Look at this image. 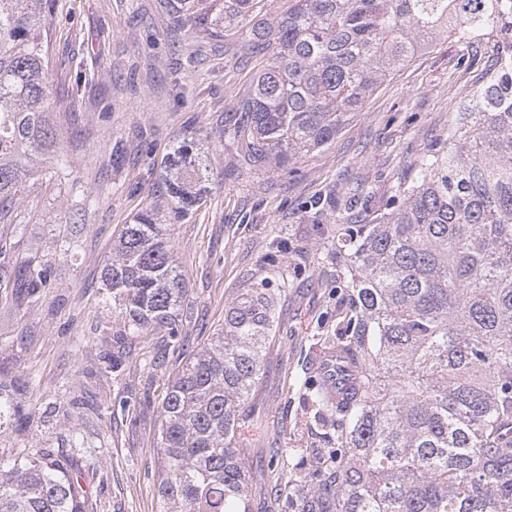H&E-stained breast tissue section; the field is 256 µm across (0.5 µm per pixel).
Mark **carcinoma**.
Listing matches in <instances>:
<instances>
[{
    "instance_id": "1",
    "label": "carcinoma",
    "mask_w": 512,
    "mask_h": 512,
    "mask_svg": "<svg viewBox=\"0 0 512 512\" xmlns=\"http://www.w3.org/2000/svg\"><path fill=\"white\" fill-rule=\"evenodd\" d=\"M53 0H0V220L35 154L52 144L43 20ZM197 0L157 8L213 35L249 26L251 49L270 51L230 122L255 166L280 168L336 136L373 91L417 52L452 37L488 66L448 140L398 187L393 209L336 225L334 339L345 385L318 371L309 400L334 448L288 496L294 512H512V0H293L270 14L257 0ZM209 169L195 139L172 149L151 206L122 225L100 270L122 329L90 369L119 371L128 338L179 337L187 289L162 219L198 209ZM50 286L37 255L17 262L0 234V290L38 304ZM276 321L266 288H249L224 314V332L199 350L178 343L182 368L160 407V512H254L241 430ZM31 378L0 366V446L27 432L19 396ZM77 419L99 406L70 403ZM96 447L78 426L34 454L0 453V512H94Z\"/></svg>"
}]
</instances>
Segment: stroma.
<instances>
[{
    "label": "stroma",
    "mask_w": 512,
    "mask_h": 512,
    "mask_svg": "<svg viewBox=\"0 0 512 512\" xmlns=\"http://www.w3.org/2000/svg\"><path fill=\"white\" fill-rule=\"evenodd\" d=\"M156 0H58L47 20L53 147L36 156L12 215L17 253L39 251L52 287L38 305L0 300V363L33 380L36 411L85 393L106 418L84 421L104 448L96 512H159V411L168 374L148 377L144 356L165 352L167 333L134 351L117 379L84 370L121 319L100 293V270L121 225L149 205L158 165L187 133L200 138L213 183L201 208L173 224L170 246L188 288L180 333L197 346L224 328V309L250 288L288 279L279 327L244 429L253 498L287 488L295 470L271 466L269 447L326 448L304 382L336 308L334 246L318 227L385 211L431 146L442 143L485 62L458 60L453 40L417 53L370 95L324 146L287 167L248 164L224 114L248 94L268 56L248 53L247 29L218 37L174 29Z\"/></svg>",
    "instance_id": "obj_1"
}]
</instances>
